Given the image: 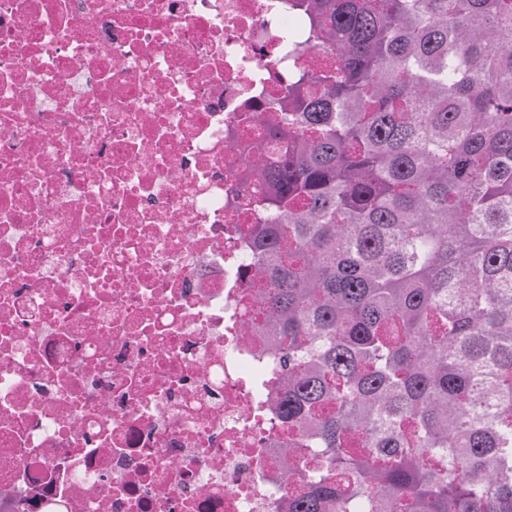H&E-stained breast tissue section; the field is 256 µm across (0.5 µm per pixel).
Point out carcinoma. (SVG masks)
Instances as JSON below:
<instances>
[{"instance_id":"carcinoma-1","label":"carcinoma","mask_w":512,"mask_h":512,"mask_svg":"<svg viewBox=\"0 0 512 512\" xmlns=\"http://www.w3.org/2000/svg\"><path fill=\"white\" fill-rule=\"evenodd\" d=\"M256 326L282 512H512V0H295Z\"/></svg>"}]
</instances>
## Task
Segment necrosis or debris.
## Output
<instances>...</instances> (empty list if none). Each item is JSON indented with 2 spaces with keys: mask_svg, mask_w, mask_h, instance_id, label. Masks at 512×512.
I'll list each match as a JSON object with an SVG mask.
<instances>
[{
  "mask_svg": "<svg viewBox=\"0 0 512 512\" xmlns=\"http://www.w3.org/2000/svg\"><path fill=\"white\" fill-rule=\"evenodd\" d=\"M288 0H0V512H280L247 158Z\"/></svg>",
  "mask_w": 512,
  "mask_h": 512,
  "instance_id": "1",
  "label": "necrosis or debris"
}]
</instances>
